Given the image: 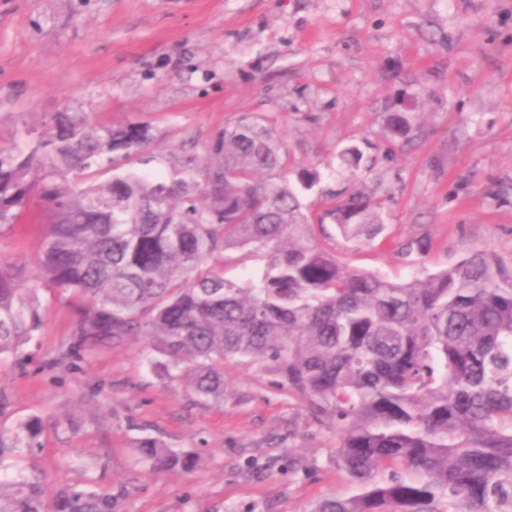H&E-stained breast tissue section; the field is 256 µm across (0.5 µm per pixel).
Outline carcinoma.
<instances>
[{
    "instance_id": "1",
    "label": "carcinoma",
    "mask_w": 512,
    "mask_h": 512,
    "mask_svg": "<svg viewBox=\"0 0 512 512\" xmlns=\"http://www.w3.org/2000/svg\"><path fill=\"white\" fill-rule=\"evenodd\" d=\"M414 108L405 92L392 99L391 136L424 134ZM34 141L25 157L0 152V236L38 196L35 280L75 307L69 354L143 339L205 402L224 401L226 361L272 376L339 434L347 491L314 512H512V268L485 250L406 282L342 265L313 242L302 202L323 173L291 166L254 116L226 123L200 157L170 153L163 179L121 170L158 159L144 124L60 112ZM339 158L362 167L355 147ZM326 215L349 240L383 229L381 203L355 190ZM235 250L262 262L258 276L224 277ZM29 281L26 263L0 260V357L41 328ZM41 431L38 417L0 428V458L40 447ZM137 451L154 470L200 463L153 437ZM119 498L70 489L50 506L40 482L0 479V512H117Z\"/></svg>"
}]
</instances>
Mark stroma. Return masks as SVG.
Instances as JSON below:
<instances>
[{"label": "stroma", "instance_id": "stroma-1", "mask_svg": "<svg viewBox=\"0 0 512 512\" xmlns=\"http://www.w3.org/2000/svg\"><path fill=\"white\" fill-rule=\"evenodd\" d=\"M415 95L427 133L388 140L383 112ZM149 123L152 152L202 154L226 122L257 116L293 164L319 169L305 203L316 243L346 265L405 280L483 249L512 267V0H0V150L56 113ZM367 165L332 176L340 152ZM382 204L371 241L343 237L328 193ZM32 201L0 259L32 262L44 226ZM72 307L0 360V426L37 417L41 445L0 458V478H39L47 500L73 487L120 495L121 512H313L342 492L338 437L257 367L224 365V400H192L129 340L68 353ZM145 437L200 457L151 470ZM312 470L289 474V451Z\"/></svg>", "mask_w": 512, "mask_h": 512}]
</instances>
